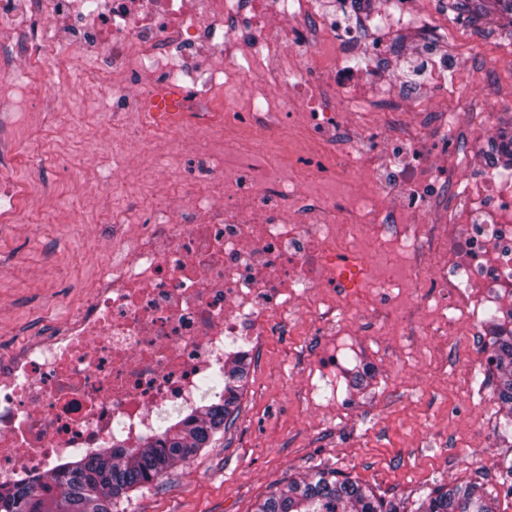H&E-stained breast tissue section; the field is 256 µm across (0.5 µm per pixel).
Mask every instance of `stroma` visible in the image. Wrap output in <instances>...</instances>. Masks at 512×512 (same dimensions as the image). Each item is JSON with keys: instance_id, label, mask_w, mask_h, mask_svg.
I'll return each instance as SVG.
<instances>
[{"instance_id": "1", "label": "stroma", "mask_w": 512, "mask_h": 512, "mask_svg": "<svg viewBox=\"0 0 512 512\" xmlns=\"http://www.w3.org/2000/svg\"><path fill=\"white\" fill-rule=\"evenodd\" d=\"M372 3L379 21L365 27L366 42L406 39L428 24L445 34L413 59L390 63L384 95L365 80L366 56L349 59L353 95L339 103L338 118L368 148L386 151L396 112L407 113L420 157L436 162L456 161L472 145L487 151L500 130L512 128V37L496 16L461 21L440 0H416L405 15L390 0ZM447 55L462 61L433 76L432 59ZM299 78L288 69L284 85L273 89L228 78L218 95L228 112L254 101L274 106ZM406 85L420 87L422 98L401 99ZM49 96L58 111L44 147L65 155L68 167L44 173L56 191L32 198L36 223H0V358L30 339L39 321L64 318L110 260L93 225L95 188L117 176L106 157L112 125L105 96L58 88ZM477 112L487 121L479 129ZM377 184L360 160L337 189L366 205L393 203V192ZM361 248L366 263L348 322L330 329L296 312L288 332L268 337L252 361L224 433L158 483L130 492L114 512H254L270 492L320 471L365 483L402 512H415L417 500L438 486L469 483L495 495L498 512H512V444L500 435L507 411L487 409L495 380L474 371L492 352L486 324L434 331L445 312L433 298L423 304L414 337L374 326L377 308H402L417 291L404 276L405 247L369 240ZM372 276L389 283L387 293L365 287Z\"/></svg>"}]
</instances>
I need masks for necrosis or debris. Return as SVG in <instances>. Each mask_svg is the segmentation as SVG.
<instances>
[{"instance_id": "obj_1", "label": "necrosis or debris", "mask_w": 512, "mask_h": 512, "mask_svg": "<svg viewBox=\"0 0 512 512\" xmlns=\"http://www.w3.org/2000/svg\"><path fill=\"white\" fill-rule=\"evenodd\" d=\"M66 34L92 54L86 81L109 93L120 155L137 173L96 190L126 191L131 201L100 236L112 258L90 296L0 359V484H26L76 455L137 447L163 418L203 404L229 347L260 349L295 308L321 323L350 312L338 270L362 259L364 238L411 242L413 286L437 289L460 319L471 318L476 298L499 300L512 288V178L496 173L489 154L466 150L483 174L465 183L454 165L425 170L416 138L397 136L403 161L379 181L398 191L390 213L419 210L427 186L452 195L446 223L391 224L348 196L284 187L291 166L327 185L351 174L355 150L336 116L354 81L348 68H323L329 99L298 83L294 95L308 105L301 127L278 109L216 106L223 74L210 59L257 39L263 64L235 66L240 83L261 76L276 85L287 41L364 53L380 74L382 56L344 16L313 13L310 0H0V84L16 88L0 103V125L16 112L52 111L43 92L65 85ZM174 78L182 96L165 148L170 173L187 157L199 168L189 191L158 190L137 151L152 128L146 93ZM230 133L236 175L217 162ZM51 193L44 181H1L0 222L27 223L23 203Z\"/></svg>"}]
</instances>
